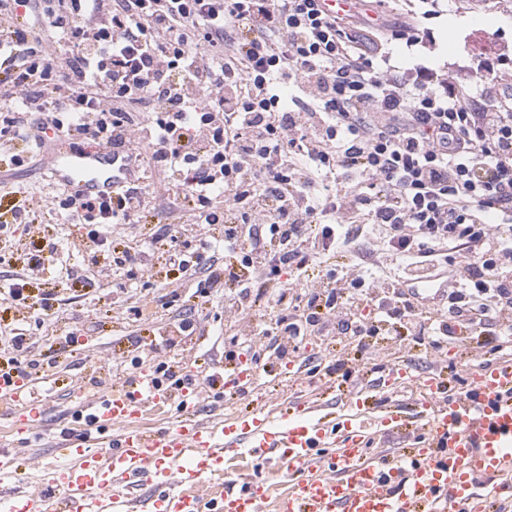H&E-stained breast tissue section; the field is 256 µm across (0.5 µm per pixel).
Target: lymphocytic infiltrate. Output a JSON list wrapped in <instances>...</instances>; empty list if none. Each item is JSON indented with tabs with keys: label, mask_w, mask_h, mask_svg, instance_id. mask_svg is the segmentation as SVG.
Instances as JSON below:
<instances>
[{
	"label": "lymphocytic infiltrate",
	"mask_w": 512,
	"mask_h": 512,
	"mask_svg": "<svg viewBox=\"0 0 512 512\" xmlns=\"http://www.w3.org/2000/svg\"><path fill=\"white\" fill-rule=\"evenodd\" d=\"M440 2L404 0L379 28L320 0H0V167L50 129L112 146L127 170L105 199L37 200L0 180V258L22 246L14 225L88 224L115 256L113 287L165 253L173 300L223 304L229 328L269 310L260 333L279 360L333 322L361 354L369 337L395 340V364L445 339L462 358L512 360V71L391 62L393 42L432 46L421 21ZM157 210L167 221L146 238L103 230ZM179 224L223 225V270L207 243L179 247ZM444 276V304L409 292ZM29 284L25 267L0 279V306L49 328L77 280ZM0 335L10 373H35L23 329Z\"/></svg>",
	"instance_id": "lymphocytic-infiltrate-1"
}]
</instances>
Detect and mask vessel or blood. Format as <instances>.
Listing matches in <instances>:
<instances>
[{"label":"vessel or blood","mask_w":512,"mask_h":512,"mask_svg":"<svg viewBox=\"0 0 512 512\" xmlns=\"http://www.w3.org/2000/svg\"><path fill=\"white\" fill-rule=\"evenodd\" d=\"M113 157L105 146L80 151L62 143L50 172L83 194L105 196L121 181ZM180 398L172 423L150 431L143 415L170 399L148 376L86 398L33 489L0 501L8 512H131L136 504L143 512H260L270 462L296 484L281 512H470L478 500L512 497L511 483L491 480L512 467V362L480 369L462 391L425 374L411 415L387 402L381 432L408 426L417 437L402 458L370 457L371 436L356 413L371 401L360 395L354 413L343 416L295 401L277 416L257 407L212 425L195 418L196 382ZM47 407L35 381L0 378V408L15 434L43 436ZM15 447L0 444V487L18 482ZM234 456L247 457L252 474L202 491Z\"/></svg>","instance_id":"1"}]
</instances>
